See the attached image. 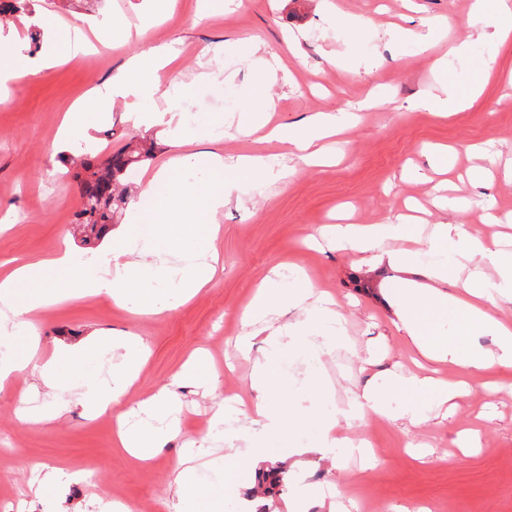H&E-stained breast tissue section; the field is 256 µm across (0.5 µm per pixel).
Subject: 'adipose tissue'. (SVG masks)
<instances>
[{
  "instance_id": "obj_1",
  "label": "adipose tissue",
  "mask_w": 512,
  "mask_h": 512,
  "mask_svg": "<svg viewBox=\"0 0 512 512\" xmlns=\"http://www.w3.org/2000/svg\"><path fill=\"white\" fill-rule=\"evenodd\" d=\"M165 45L148 47L130 58L112 77L111 88L118 94L152 96L160 74L174 60ZM105 99L94 91L66 113L58 136L78 143L89 136L99 119ZM343 123L333 113H318L303 132L280 125L270 136L288 144L309 165H323L327 158L324 141L336 134ZM258 154L239 157L225 164L216 151L181 153L143 180L135 201L128 209L125 224L114 228L106 245L85 255L64 249L47 259H29L0 275V305L11 314L9 329L0 330V390L12 384L16 373L33 370L51 390L68 393L70 399L89 413L111 411L136 385L145 362L144 343L132 335L110 336L92 332L81 345L66 349L63 355L38 364L33 360L37 345L31 319L35 313L60 302L85 297L107 296L151 314L176 308L181 302L208 287L217 277L213 262L217 255L220 227L215 216L223 209L237 184L245 179L275 178ZM330 234L338 247L357 252L381 249L388 241H409L420 237L427 254L436 258L428 268L430 279L450 283L454 288L447 301H440L435 289H403L399 319L416 347L427 357L461 368L481 372L493 365L512 366V322L497 318L492 304L512 303V255L502 253L496 244L470 234L461 224L410 223L407 217L385 224H339ZM494 266L496 279L485 275ZM309 280L300 287L283 286L273 277L259 285L251 304L242 312L246 330L239 346L250 352L248 334L256 323L292 309L304 311V318L269 327L266 348L254 360L251 387L255 393L253 427L225 432L223 417L214 418L209 429L224 435L227 453L220 459L199 456L186 458L173 472V484L183 512H224L225 495L235 493L246 471L262 459L263 436L282 431L295 423L292 407L273 402L278 380L276 365L292 341H308L313 347L333 350L344 342L333 334L335 313L311 303ZM449 322L452 333L441 329ZM476 334L493 336L494 349L476 346ZM117 352L107 376L77 368L88 351ZM204 355H192L165 383L138 403L143 420L140 426L119 428L115 444L132 456L146 459L181 431V408L175 386L196 381L215 386L218 378L206 372ZM387 395L364 391L354 401L356 414L372 411L390 415L391 401L401 410L419 417L433 401L453 404L458 385H440L429 378H391ZM210 471L212 480L199 484V470Z\"/></svg>"
}]
</instances>
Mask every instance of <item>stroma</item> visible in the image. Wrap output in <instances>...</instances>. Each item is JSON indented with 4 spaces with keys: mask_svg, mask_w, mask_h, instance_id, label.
Here are the masks:
<instances>
[{
    "mask_svg": "<svg viewBox=\"0 0 512 512\" xmlns=\"http://www.w3.org/2000/svg\"><path fill=\"white\" fill-rule=\"evenodd\" d=\"M173 0L157 14L155 0H39L32 14L0 26V50L20 39L18 66H30L43 51L48 33L31 39L39 14L78 25L96 46L70 60L27 76L0 101V263L15 257L48 256L64 247L83 250L74 222L80 204L76 170L54 153L61 118L89 91L105 88L127 60L158 44L178 51L173 75H162L156 92L140 100L113 97L88 146L73 155H98L131 138L154 142V156L128 176L151 175L174 151L179 132H192L205 116L253 120L272 110L273 122L302 131L313 115L352 111L376 98L350 127L328 142L332 164L310 166L289 147L228 130L215 149L225 161L242 154L264 156L268 166L286 170L279 180L242 182L217 218L221 226L219 262L223 271L209 288L169 312L136 314L98 297L36 314V357L47 361L59 350L82 344L90 332L133 333L149 349L140 379L123 401L135 407L194 351L211 356L221 374L210 391L186 382L178 389L184 414L182 434L153 457L139 462L116 448L115 413L86 416L81 409L55 411V394L30 372L18 373L0 391V512H85L94 498L115 493L132 512H173L172 471L189 441L208 429L216 410L225 429L249 426L253 357L266 347L255 337L251 359L235 350L240 314L256 287L285 263L286 282L294 266L304 267L315 291L328 295L348 338L331 352L304 343L289 345L278 372L286 380L283 402L297 406L301 420L281 435L263 439L268 462L288 472L275 512H334L342 491L347 512H512V367L496 366L462 375L459 368L426 359L398 319L402 288L431 287L421 270L396 268L375 253L339 250L312 243L339 211L352 221L378 224L394 219L406 199L428 207L430 223H465L471 234L494 240L512 216V40L469 22L474 0ZM430 33L428 47L403 35ZM279 58L276 80H268L262 60ZM491 76L469 107L447 118L418 108L420 96L441 94L444 79L467 85L484 66ZM187 86L179 124L159 118L132 123V112L161 113L173 94L171 77ZM457 150L450 179L472 206L463 214L431 204L439 181L430 163L434 146ZM488 167L483 180L469 181L468 169ZM467 378L454 411L434 409L413 422L366 412L346 417L353 399L367 387H384L390 376ZM34 386L31 405L44 419L20 420L18 390ZM339 412L337 433L365 440V454L320 450L317 420ZM50 468L80 472L67 483L64 500L29 492Z\"/></svg>",
    "mask_w": 512,
    "mask_h": 512,
    "instance_id": "stroma-1",
    "label": "stroma"
}]
</instances>
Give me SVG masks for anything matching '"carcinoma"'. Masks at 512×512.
<instances>
[{
  "mask_svg": "<svg viewBox=\"0 0 512 512\" xmlns=\"http://www.w3.org/2000/svg\"><path fill=\"white\" fill-rule=\"evenodd\" d=\"M31 11V0H3L0 3V18ZM154 144L142 138L131 140L109 153L97 163L85 158H72L77 165L81 201L76 212V221L84 231L83 242L100 241L106 229L116 223L120 208L127 204L130 189L123 185L127 171L147 160L153 153ZM286 470L276 462L258 473L256 489L266 499L277 496L283 486Z\"/></svg>",
  "mask_w": 512,
  "mask_h": 512,
  "instance_id": "carcinoma-1",
  "label": "carcinoma"
}]
</instances>
